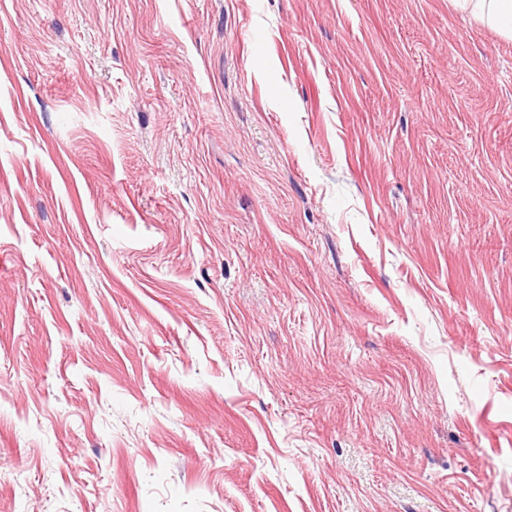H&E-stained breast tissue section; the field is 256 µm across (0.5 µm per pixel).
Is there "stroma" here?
Masks as SVG:
<instances>
[{"label":"stroma","mask_w":512,"mask_h":512,"mask_svg":"<svg viewBox=\"0 0 512 512\" xmlns=\"http://www.w3.org/2000/svg\"><path fill=\"white\" fill-rule=\"evenodd\" d=\"M0 512H512V37L0 0Z\"/></svg>","instance_id":"obj_1"}]
</instances>
